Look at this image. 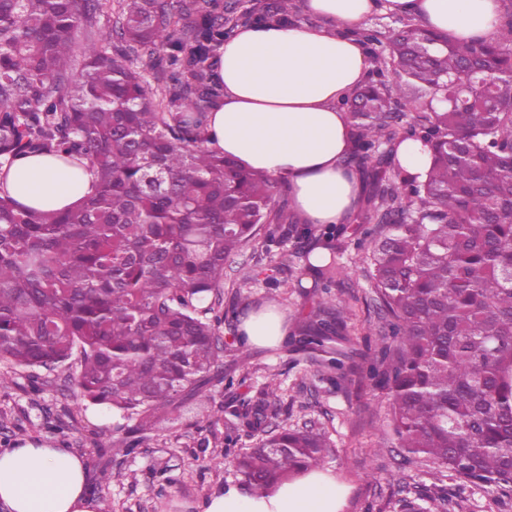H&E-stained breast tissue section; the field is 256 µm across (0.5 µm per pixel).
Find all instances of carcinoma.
<instances>
[{
  "mask_svg": "<svg viewBox=\"0 0 512 512\" xmlns=\"http://www.w3.org/2000/svg\"><path fill=\"white\" fill-rule=\"evenodd\" d=\"M117 2L113 52L95 39ZM300 22L294 0H0V169L28 156L81 165L97 190L62 210L20 205L0 189V363L48 373L69 365L74 396L121 412L145 434L220 375L224 262L265 241L283 249L266 283L296 265L317 306L287 337L322 379L357 375L387 400L407 458L474 487L512 491V9L499 40L456 42L418 21L362 28L372 69L342 97L365 183L353 229L385 316L379 349L348 347L346 307L331 294L334 241L311 261L313 227L277 200L279 183L209 148L223 97L218 50L240 27ZM148 54L159 93L129 56ZM80 62L79 72L74 63ZM430 147L426 175L396 147ZM279 387L224 407V464L258 494L321 465L329 444L308 428L267 431ZM258 436L235 448L233 434ZM448 502L419 490L400 512Z\"/></svg>",
  "mask_w": 512,
  "mask_h": 512,
  "instance_id": "cac0c4a2",
  "label": "carcinoma"
}]
</instances>
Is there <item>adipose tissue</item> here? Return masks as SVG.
<instances>
[{"label": "adipose tissue", "mask_w": 512, "mask_h": 512, "mask_svg": "<svg viewBox=\"0 0 512 512\" xmlns=\"http://www.w3.org/2000/svg\"><path fill=\"white\" fill-rule=\"evenodd\" d=\"M416 18L457 41L490 39L499 0H304L322 24L242 27L220 47L222 100L209 116L210 146L288 189L293 210L309 224H343L363 195L352 122L337 106L363 85L368 57L351 31L378 7ZM19 203L63 209L94 193L89 173L49 156L18 160L0 182ZM239 330L257 347L275 345L285 317L273 306L250 313ZM0 505L7 512H99L87 490L83 460L56 446L0 451ZM344 492L327 471L311 470L251 496L231 486L204 500L203 512H343Z\"/></svg>", "instance_id": "adipose-tissue-1"}]
</instances>
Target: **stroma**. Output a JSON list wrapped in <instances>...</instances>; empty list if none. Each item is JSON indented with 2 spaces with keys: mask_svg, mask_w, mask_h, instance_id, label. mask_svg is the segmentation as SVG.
Listing matches in <instances>:
<instances>
[{
  "mask_svg": "<svg viewBox=\"0 0 512 512\" xmlns=\"http://www.w3.org/2000/svg\"><path fill=\"white\" fill-rule=\"evenodd\" d=\"M347 278L332 294L349 308V336L357 349L380 343L383 321L374 302L368 266L349 238H342ZM276 252L246 250L224 265L226 320L238 323L245 313L266 306L270 290L251 281L256 270L274 265ZM247 365L224 358L233 387L213 381L205 389L211 424L198 420L202 405L191 401L166 428L146 433L130 454L113 453L122 419L102 405L75 398L65 372L15 369L11 383L0 386V449L25 442L61 446L83 458L91 494L107 499L111 512H201L212 492L232 484L224 455L223 408L229 401L256 398L269 381L280 386L281 402L268 429L310 425L325 434L330 452L323 464L350 489L343 512H394L396 501L421 488H447L446 512H512V499L484 488H459L454 477L436 478L431 465L404 462L389 425L387 403L368 382L331 389L308 359L291 358L281 346L252 347ZM175 478L166 483L159 475Z\"/></svg>",
  "mask_w": 512,
  "mask_h": 512,
  "instance_id": "stroma-1",
  "label": "stroma"
}]
</instances>
